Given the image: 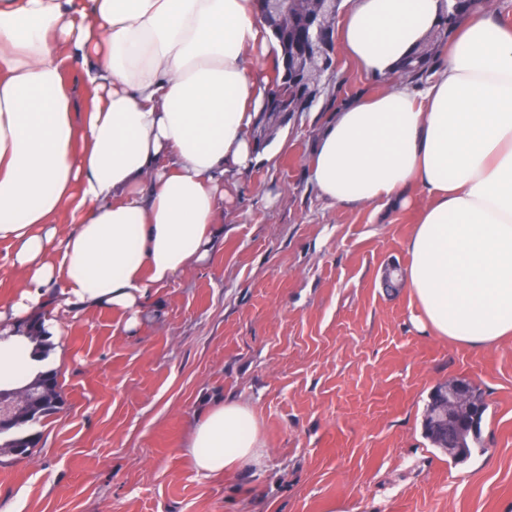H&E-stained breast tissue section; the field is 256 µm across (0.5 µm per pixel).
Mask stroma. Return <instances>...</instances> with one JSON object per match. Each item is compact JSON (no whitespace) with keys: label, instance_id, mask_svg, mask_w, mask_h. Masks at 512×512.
<instances>
[{"label":"stroma","instance_id":"stroma-1","mask_svg":"<svg viewBox=\"0 0 512 512\" xmlns=\"http://www.w3.org/2000/svg\"><path fill=\"white\" fill-rule=\"evenodd\" d=\"M339 98L382 90L344 57ZM322 104L227 182L207 262L153 290L136 328L119 310L53 315L63 406L30 455L0 454V512H501L512 502V337L471 348L419 330L406 269L413 207L336 206L307 164ZM464 378L488 405L457 463L425 437L433 389ZM235 399L260 465L205 476L195 424Z\"/></svg>","mask_w":512,"mask_h":512}]
</instances>
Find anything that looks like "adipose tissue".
Listing matches in <instances>:
<instances>
[{"label": "adipose tissue", "mask_w": 512, "mask_h": 512, "mask_svg": "<svg viewBox=\"0 0 512 512\" xmlns=\"http://www.w3.org/2000/svg\"><path fill=\"white\" fill-rule=\"evenodd\" d=\"M448 0H351L343 55L386 75ZM280 53L258 0H0V244L22 276L0 303V388L36 379L28 319L61 298L127 312L205 261L227 178L258 160L252 128ZM88 96L75 112L68 75ZM341 206L426 199L406 242L422 329L467 347L512 335V27L464 16L438 75L338 108L309 160ZM206 476L258 465L259 428L225 401L189 442Z\"/></svg>", "instance_id": "ef3b65f1"}]
</instances>
